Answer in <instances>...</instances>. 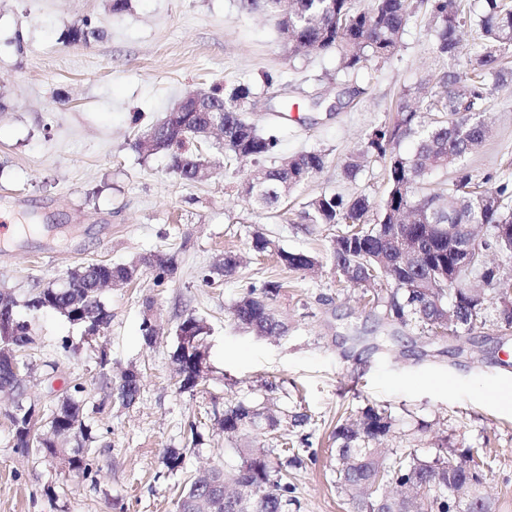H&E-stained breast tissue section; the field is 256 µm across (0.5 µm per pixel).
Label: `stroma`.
<instances>
[{"instance_id":"stroma-1","label":"stroma","mask_w":512,"mask_h":512,"mask_svg":"<svg viewBox=\"0 0 512 512\" xmlns=\"http://www.w3.org/2000/svg\"><path fill=\"white\" fill-rule=\"evenodd\" d=\"M0 0V225L19 227L0 244V288L10 289L34 344L27 400L49 410L76 383L85 387L92 430V475L83 477L34 455H21L0 401V512H176L190 476L237 464L249 436L225 438L218 426L238 401H270L283 413L279 433L299 445L303 466L291 481V512H353L334 484L338 421L377 407L390 415L387 448H411L423 460L442 448H479L493 470L484 487L493 512H512V326L493 321L455 336L388 317L333 268L336 229L298 216L303 198L362 193L381 200L384 163L356 178L344 165L367 133L391 121L402 92L428 79L469 71V40L455 60L438 58L422 13H413L398 53L335 81L332 56L292 55L273 20L240 0ZM90 19L99 38L74 42L70 26ZM280 81L266 84V74ZM252 84L251 121L274 130L278 157L319 150L323 170L278 215L248 203L242 167H222L189 183L166 154L144 157L132 143L161 121L187 91L215 83ZM342 96L336 112L310 109L311 98ZM288 101L290 116L273 109ZM492 132L467 163L475 174L512 175V85L486 103ZM263 233L288 251L312 254L319 272L291 271L275 254L251 248ZM232 251L243 258L229 277L213 270ZM163 252L176 271L103 294L112 314L98 335L50 310L29 309L36 287L91 262L126 263ZM280 280L274 307L288 330L260 337L237 326L229 309L248 287ZM207 328L208 375L191 391L174 377L177 329L187 317ZM156 328L152 341L144 322ZM140 377L135 404L123 407L109 386L121 371ZM295 413L308 415L294 425ZM201 436L181 471L166 451L184 449L189 423Z\"/></svg>"}]
</instances>
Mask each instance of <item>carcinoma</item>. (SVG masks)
<instances>
[{"mask_svg":"<svg viewBox=\"0 0 512 512\" xmlns=\"http://www.w3.org/2000/svg\"><path fill=\"white\" fill-rule=\"evenodd\" d=\"M246 8H262L278 17L283 39L294 55L336 53L337 69L356 73L370 61L386 62L399 50V42L409 21L408 0H372L369 7L357 10L352 0H242ZM484 10L472 14L467 0H415L414 8L428 19L433 52L449 60L464 50V31L476 27L483 44L470 59L469 76L444 73L421 88L416 99L401 97L394 121L376 126L364 140L360 152L345 164L346 175L354 179L371 158L385 162L386 193L378 206L360 194L343 197L321 194L302 203L300 217L311 224H344L346 228L332 240L330 260L336 270L350 271L349 283L367 286L368 270L374 268L385 277L391 289L387 314L402 324L416 322L431 328L442 326L443 313L455 308L464 328H483L491 315L503 310L499 290L512 291V281L502 277L493 265L479 267L477 275L484 288H455L448 284V225H512V179L480 177L468 167L467 158L476 153L490 134L481 119L487 100L507 85L504 68L505 51L512 47V4L508 0H483ZM73 41L97 38L100 32L84 20L69 28ZM202 96L210 105L224 110V160L248 166L242 192L255 207L276 210L288 195L312 179L325 166V154L305 151L266 167L263 162L274 155L278 138L262 131L249 121L246 112L255 103L256 93L249 83L214 84ZM196 128L174 131L165 143L170 167L186 182L205 178L196 174L200 167L212 169L213 162L199 151L206 138L195 134ZM416 140L411 154L400 151L403 139ZM451 170L452 181L446 188L418 192L437 170ZM404 236L415 252V262L407 268L396 264L389 240ZM252 248L258 253L275 252L279 263L289 270L311 271L319 264L316 257L304 252L278 248L261 233L254 235ZM141 261L96 267L110 272L123 284L139 279L135 274ZM283 284L268 281L252 287L231 307L235 323L261 336H281L287 326L279 318L273 301ZM92 306L100 322L109 324L111 314L102 294L93 288H64L58 284L35 289L28 300L54 307L70 317L67 307L74 297ZM11 347L12 358L22 360V353L34 344L28 323H23L0 345ZM116 398L121 405L140 391L139 373L124 370L115 382ZM84 386L75 383L70 395L56 409L42 416L51 434L32 435L36 421L20 429L13 427L14 446L25 454L50 458L71 472L85 477L92 474V448L89 428L84 420ZM279 425L276 411L259 404L239 401L224 410L221 426L224 436L233 438L250 432L273 431ZM392 430L390 416L383 410L368 407L356 418L336 426V489L353 505L354 512H455L448 500V478L465 486L475 500L474 512H491L490 503L480 491L489 463L474 464L470 475H448V456L456 449L445 448L432 461L420 460L410 448H373L370 443ZM240 463L229 470H212V479L224 487L230 499L250 490L259 498L258 512H289L295 504L293 487L288 482V468L301 462L288 447L272 459L269 448L239 449ZM177 512H227L224 503L209 498L201 500L196 481H191L177 504Z\"/></svg>","mask_w":512,"mask_h":512,"instance_id":"cac0c4a2","label":"carcinoma"}]
</instances>
